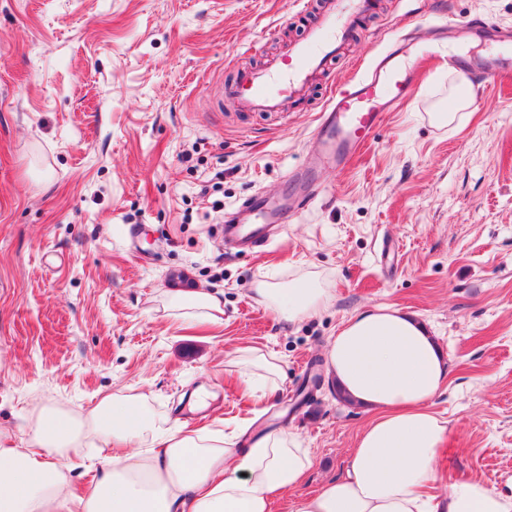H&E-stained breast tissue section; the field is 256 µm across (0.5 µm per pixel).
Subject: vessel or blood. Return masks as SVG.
Masks as SVG:
<instances>
[{
	"instance_id": "b4317fda",
	"label": "vessel or blood",
	"mask_w": 512,
	"mask_h": 512,
	"mask_svg": "<svg viewBox=\"0 0 512 512\" xmlns=\"http://www.w3.org/2000/svg\"><path fill=\"white\" fill-rule=\"evenodd\" d=\"M374 0H323L320 14L306 35L293 43L277 61L243 75L231 96L243 112H274L299 97L335 57L358 19L370 12ZM440 29L463 31L497 47L494 56L473 63L459 54L440 53L435 45L422 44L403 34L359 70L349 83L331 90L315 132L317 149L308 153L294 172L305 184L290 211H282L261 197L245 199L241 208L256 215V222H228L225 236L258 248L268 242V228L285 223L289 212L308 208L315 198L312 173L331 165L344 170L363 152L389 113L398 111L414 95L426 67L449 70L473 67L476 75L500 80L512 78V28L482 17L443 21Z\"/></svg>"
}]
</instances>
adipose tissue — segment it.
<instances>
[{"mask_svg": "<svg viewBox=\"0 0 512 512\" xmlns=\"http://www.w3.org/2000/svg\"><path fill=\"white\" fill-rule=\"evenodd\" d=\"M258 302L282 319L325 308L330 291L311 274L258 282ZM327 370L350 402L371 411L344 474L305 496L295 512H512V496L470 479L427 494L448 436L432 401L448 377L426 325L382 305L352 315L332 336ZM256 400L284 375L275 356L235 357ZM98 439L106 456L75 496L55 458ZM314 463L292 433L187 430L156 416L142 396L112 394L81 415L47 407L26 447L0 448V512H271L275 496L297 488Z\"/></svg>", "mask_w": 512, "mask_h": 512, "instance_id": "ef3b65f1", "label": "adipose tissue"}]
</instances>
